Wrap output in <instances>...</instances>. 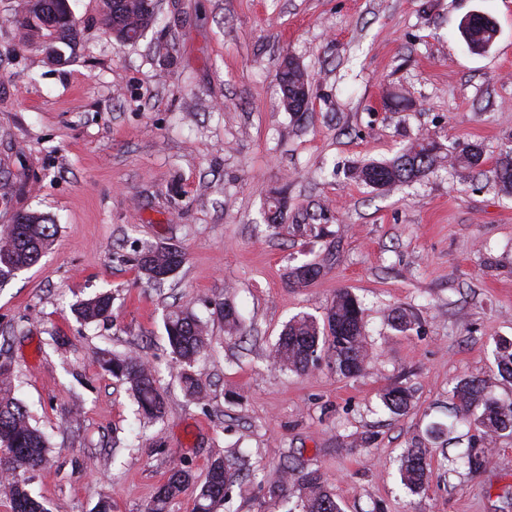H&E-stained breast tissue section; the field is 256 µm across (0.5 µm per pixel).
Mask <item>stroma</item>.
<instances>
[{"label": "stroma", "instance_id": "35a3bbf8", "mask_svg": "<svg viewBox=\"0 0 512 512\" xmlns=\"http://www.w3.org/2000/svg\"><path fill=\"white\" fill-rule=\"evenodd\" d=\"M20 2L0 0V182L12 186L0 227L20 211L57 226L39 262L0 286V363L51 443L24 475L32 495L49 512L104 500L144 512L179 466L193 481L168 512H193L210 461L235 450L254 476L218 512H300L296 496L268 495L288 466L321 473L342 512H512V435L455 423L451 394L476 377L512 404L494 359L512 340V197L491 175L512 148V0H162L128 44L102 27L101 0H69L78 43L63 63L23 42ZM473 11L498 23L482 55L458 31ZM286 55L311 81L301 115L280 103ZM421 136L482 144V173L444 166L384 194L351 178ZM280 191L288 213L271 228ZM146 244L185 253L165 287L135 269ZM309 262L321 275L290 283ZM342 289L363 311V372L339 375L326 353L281 371L270 352L285 324L323 318ZM101 293L111 317L80 321L75 307ZM396 307L415 317L407 332L388 320ZM177 310L208 327L200 398L170 353ZM106 349L153 369L162 420L140 422L127 384L99 365ZM393 384L413 393L405 414L380 401ZM436 424L432 479L415 494L398 459ZM472 443L487 468H452Z\"/></svg>", "mask_w": 512, "mask_h": 512}]
</instances>
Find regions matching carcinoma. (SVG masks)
I'll list each match as a JSON object with an SVG mask.
<instances>
[{
	"label": "carcinoma",
	"instance_id": "1",
	"mask_svg": "<svg viewBox=\"0 0 512 512\" xmlns=\"http://www.w3.org/2000/svg\"><path fill=\"white\" fill-rule=\"evenodd\" d=\"M152 0H102L101 22L107 32L117 28L146 31L154 26L158 17L151 9ZM60 43L70 47L76 43L77 23L60 12L54 28ZM496 32L491 22L481 16L471 17L461 35L474 54H481L491 43ZM281 102L286 111L295 115L306 111L308 103L298 97V90L310 83L306 71L284 70L278 73ZM483 151L476 144H464L456 152L444 154L430 138L418 139L403 148L393 159L370 162L358 167L354 178L377 190L388 192L396 186L414 182L440 167L443 162L477 169L482 165ZM494 181L499 191L512 196V150L506 152L493 168ZM288 211V198L278 194L269 201L268 222L274 228L283 223ZM57 232L56 225L45 215L25 211L16 215V223L8 232L0 234V280L11 278L16 272L35 265L50 249ZM138 276L149 283L161 286L170 281L184 262L183 252L172 245L150 246L135 259ZM321 268L315 263H305L291 268L289 281L304 286L319 276ZM78 318L92 322L106 319L112 314L111 298L99 295L77 305ZM224 332L234 336L239 332L237 312L230 304L222 310ZM392 326L405 332L411 329L412 319L403 308L391 310ZM167 339L175 361L181 366L180 379L192 396H201L203 387L187 370L195 358L207 347V327L197 317L187 312L171 313L165 323ZM365 325L357 299L347 290L336 293L329 309L319 321L302 314L294 317L282 331L272 347L274 363L286 371H306L319 358L320 346L326 344L336 363V370L343 375L355 376L362 372L367 358L364 339ZM495 360L499 375L512 379V341L497 342ZM102 366L129 385L138 404L139 413L149 421L161 419L166 402L155 385L152 371L139 358L129 354L105 351ZM412 398L411 390L394 385L382 395V403L394 415L404 414ZM454 412L466 418L471 411L482 407L474 418L475 426L487 435L509 431L512 433V405L504 406L487 392L485 381L477 378L463 380L452 389ZM48 439L29 422L24 405L10 396L9 369L0 366V492L9 499L11 512H47L43 503L34 498L19 472L40 469L47 456ZM452 463L470 471L486 467L488 457L471 450L459 455ZM401 482L413 492L428 483L430 473L429 449L422 443L408 448L399 461ZM286 483L293 484L302 503V512H341L335 494L324 477L310 471L292 478L286 471ZM241 478V464L237 457H219L210 462L206 481L196 496L195 512H217L229 499V494ZM190 481V474L181 467L171 471L167 481L159 488L145 512H167L172 499L183 492Z\"/></svg>",
	"mask_w": 512,
	"mask_h": 512
}]
</instances>
